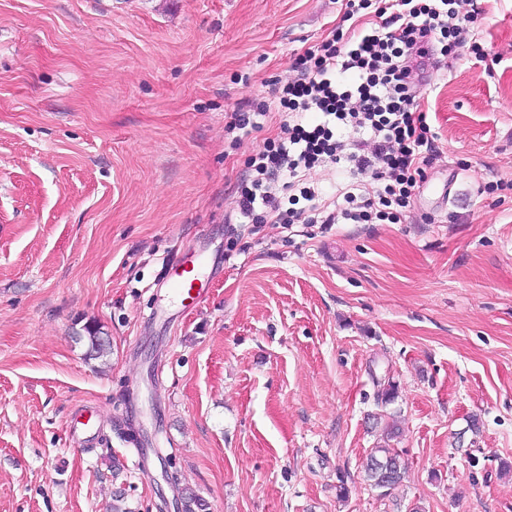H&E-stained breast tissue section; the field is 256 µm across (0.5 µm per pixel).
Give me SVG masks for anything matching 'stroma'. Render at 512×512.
Wrapping results in <instances>:
<instances>
[{
	"mask_svg": "<svg viewBox=\"0 0 512 512\" xmlns=\"http://www.w3.org/2000/svg\"><path fill=\"white\" fill-rule=\"evenodd\" d=\"M345 3L0 0V512H177L185 491L512 512V0H472L496 65L466 46L427 68L438 157L406 223L234 221L282 115L236 147L225 124ZM187 247L211 260L189 309L165 290ZM378 378L407 464L387 495L363 479Z\"/></svg>",
	"mask_w": 512,
	"mask_h": 512,
	"instance_id": "1",
	"label": "stroma"
}]
</instances>
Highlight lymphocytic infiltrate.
<instances>
[{"label":"lymphocytic infiltrate","mask_w":512,"mask_h":512,"mask_svg":"<svg viewBox=\"0 0 512 512\" xmlns=\"http://www.w3.org/2000/svg\"><path fill=\"white\" fill-rule=\"evenodd\" d=\"M469 0H348L347 17L364 20L331 30L314 49L297 54L292 78L270 81L268 97L249 102L227 131L279 105L288 118L277 138L264 143L248 164L250 180L237 188L239 214L264 216L273 224L404 223L410 200L431 166L437 136L427 121L419 92L423 65L442 55L456 58L474 39L478 16ZM313 121H305V114ZM350 129L347 140L339 128ZM318 163L347 164L354 176L341 204L315 202L281 209V175L298 178Z\"/></svg>","instance_id":"f902f5d3"}]
</instances>
